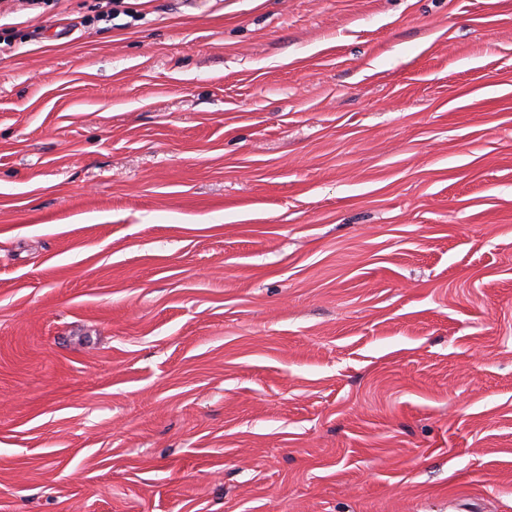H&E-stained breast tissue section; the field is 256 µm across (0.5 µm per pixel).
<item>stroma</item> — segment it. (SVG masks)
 <instances>
[{
    "instance_id": "1",
    "label": "stroma",
    "mask_w": 512,
    "mask_h": 512,
    "mask_svg": "<svg viewBox=\"0 0 512 512\" xmlns=\"http://www.w3.org/2000/svg\"><path fill=\"white\" fill-rule=\"evenodd\" d=\"M0 0V512H512V0Z\"/></svg>"
}]
</instances>
